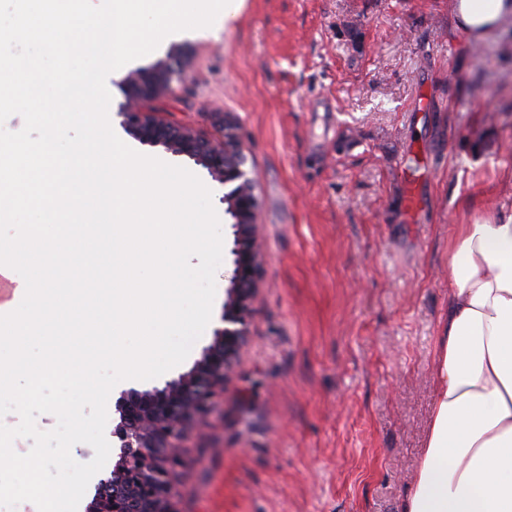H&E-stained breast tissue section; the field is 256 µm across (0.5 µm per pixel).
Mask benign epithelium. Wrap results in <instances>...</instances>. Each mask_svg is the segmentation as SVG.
Returning <instances> with one entry per match:
<instances>
[{
  "mask_svg": "<svg viewBox=\"0 0 512 512\" xmlns=\"http://www.w3.org/2000/svg\"><path fill=\"white\" fill-rule=\"evenodd\" d=\"M185 72L184 51L175 45L152 69L128 73L118 82L124 100L115 115L136 140L192 160L224 187L221 202L231 229L233 272L221 326L214 329L201 359L161 389L122 393L119 422L112 430L118 459L96 488L98 512H173V482L189 453L187 436L202 434L201 422L224 395L232 366L249 345L251 304L265 255L255 220V179L236 125L224 122V139L216 141L163 121L146 108L147 101L168 92L173 79Z\"/></svg>",
  "mask_w": 512,
  "mask_h": 512,
  "instance_id": "1",
  "label": "benign epithelium"
}]
</instances>
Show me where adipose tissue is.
I'll list each match as a JSON object with an SVG mask.
<instances>
[{
    "instance_id": "obj_1",
    "label": "adipose tissue",
    "mask_w": 512,
    "mask_h": 512,
    "mask_svg": "<svg viewBox=\"0 0 512 512\" xmlns=\"http://www.w3.org/2000/svg\"><path fill=\"white\" fill-rule=\"evenodd\" d=\"M457 18L479 40L512 0H458ZM448 253L431 413L399 512H512V214L458 225Z\"/></svg>"
}]
</instances>
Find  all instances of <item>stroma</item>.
<instances>
[{
  "label": "stroma",
  "instance_id": "obj_1",
  "mask_svg": "<svg viewBox=\"0 0 512 512\" xmlns=\"http://www.w3.org/2000/svg\"><path fill=\"white\" fill-rule=\"evenodd\" d=\"M455 0H245L110 73L185 47L184 80L148 104L215 138L239 128L267 262L250 343L204 422L174 512H398L423 447L431 369L448 312L457 225L512 213V22L481 42ZM428 102L412 111L416 95ZM423 157L425 209L407 223L400 172ZM233 265L215 275L210 326L167 376L189 371L220 324Z\"/></svg>",
  "mask_w": 512,
  "mask_h": 512
}]
</instances>
